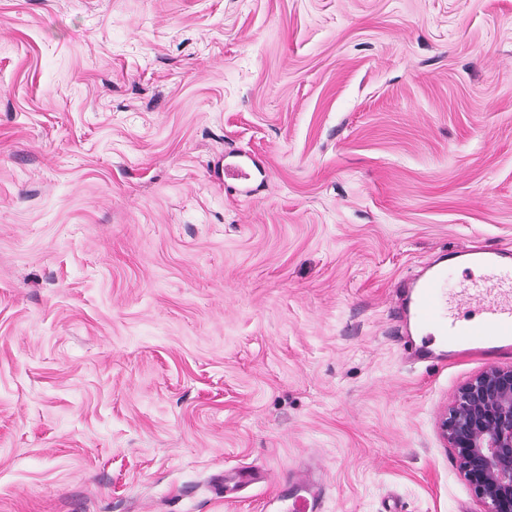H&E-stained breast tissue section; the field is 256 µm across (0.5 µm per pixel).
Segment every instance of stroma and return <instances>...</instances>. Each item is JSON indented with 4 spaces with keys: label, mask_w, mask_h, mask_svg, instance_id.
Here are the masks:
<instances>
[{
    "label": "stroma",
    "mask_w": 512,
    "mask_h": 512,
    "mask_svg": "<svg viewBox=\"0 0 512 512\" xmlns=\"http://www.w3.org/2000/svg\"><path fill=\"white\" fill-rule=\"evenodd\" d=\"M473 246L512 0H0V512H484L396 317ZM290 512H320L322 493L319 484L306 471H298L294 482L288 488Z\"/></svg>",
    "instance_id": "obj_1"
}]
</instances>
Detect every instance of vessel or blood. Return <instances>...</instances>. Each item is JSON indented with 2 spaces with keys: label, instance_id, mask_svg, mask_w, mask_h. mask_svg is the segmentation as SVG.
Instances as JSON below:
<instances>
[{
  "label": "vessel or blood",
  "instance_id": "vessel-or-blood-1",
  "mask_svg": "<svg viewBox=\"0 0 512 512\" xmlns=\"http://www.w3.org/2000/svg\"><path fill=\"white\" fill-rule=\"evenodd\" d=\"M455 256L484 271L456 299L444 291L447 268L438 260L401 284V332L414 339L408 350L414 361L444 363L466 354L491 360L512 350V250L461 249ZM462 304L476 306L479 322L464 323ZM321 502L319 484L297 472L288 489L289 512H321Z\"/></svg>",
  "mask_w": 512,
  "mask_h": 512
}]
</instances>
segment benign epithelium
Listing matches in <instances>:
<instances>
[{
    "instance_id": "benign-epithelium-1",
    "label": "benign epithelium",
    "mask_w": 512,
    "mask_h": 512,
    "mask_svg": "<svg viewBox=\"0 0 512 512\" xmlns=\"http://www.w3.org/2000/svg\"><path fill=\"white\" fill-rule=\"evenodd\" d=\"M439 430L486 512H512V365L488 367L460 386Z\"/></svg>"
}]
</instances>
